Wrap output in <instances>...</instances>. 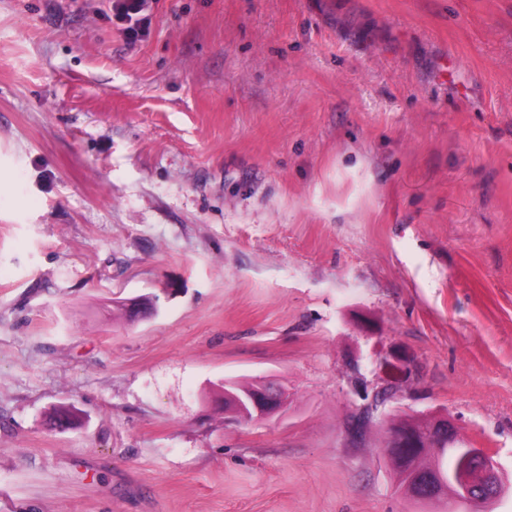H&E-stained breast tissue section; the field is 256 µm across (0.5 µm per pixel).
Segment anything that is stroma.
Instances as JSON below:
<instances>
[{
  "mask_svg": "<svg viewBox=\"0 0 512 512\" xmlns=\"http://www.w3.org/2000/svg\"><path fill=\"white\" fill-rule=\"evenodd\" d=\"M116 3L0 0V512H425L389 384L512 480V0ZM224 385L221 399L224 401V411L234 414L237 421H248L262 418L281 411L286 400L281 391L253 388L237 390ZM417 456L411 458L405 465L395 466L394 472L398 477V482L400 487H404L406 491L409 493V489L413 486L420 475L428 470H424L421 467V463H416ZM428 480L424 477H420L419 483V491L423 495H428L427 492Z\"/></svg>",
  "mask_w": 512,
  "mask_h": 512,
  "instance_id": "35a3bbf8",
  "label": "stroma"
}]
</instances>
